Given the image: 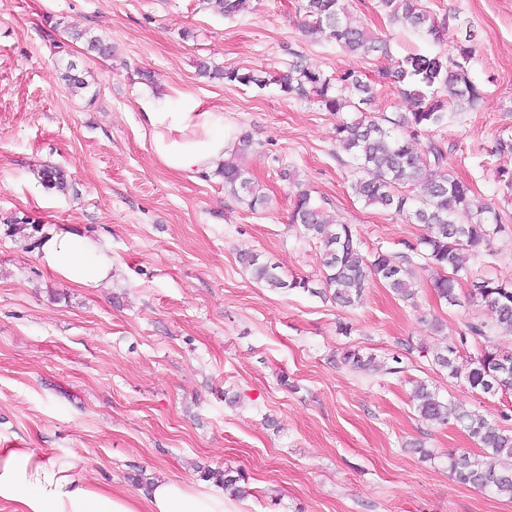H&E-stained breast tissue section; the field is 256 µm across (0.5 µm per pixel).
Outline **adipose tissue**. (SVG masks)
<instances>
[{"mask_svg": "<svg viewBox=\"0 0 512 512\" xmlns=\"http://www.w3.org/2000/svg\"><path fill=\"white\" fill-rule=\"evenodd\" d=\"M151 149L167 169L189 176L215 169L230 144L224 115L200 110L191 96L182 109L162 112L151 92L136 101ZM40 261L61 280L97 288L112 280V254L100 240L67 231L43 237ZM83 458L56 461L18 445L0 448V504L12 512H232L236 501L222 491H201L183 480L149 477L136 492L86 482Z\"/></svg>", "mask_w": 512, "mask_h": 512, "instance_id": "obj_1", "label": "adipose tissue"}]
</instances>
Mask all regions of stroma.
Listing matches in <instances>:
<instances>
[{
    "mask_svg": "<svg viewBox=\"0 0 512 512\" xmlns=\"http://www.w3.org/2000/svg\"><path fill=\"white\" fill-rule=\"evenodd\" d=\"M422 4L448 27L471 22L486 88L476 111L448 98V125L432 137L448 147L449 173L512 214L499 178L512 154L491 152L496 139L512 138V0ZM346 6L352 24L389 38L390 56L361 58L307 36L301 0H251L234 18L200 0H0V446L82 456L88 482L115 488L149 473L198 486L197 466L238 468L250 490L241 512H512V499L450 477L449 451L477 446L456 422H422L412 401L423 381L512 429V391L483 394L431 362L466 323L489 321L471 282L512 280V224L464 251L470 276L457 306L435 298L418 258L414 303L377 281L350 309L265 288L238 262L249 250L285 277L320 280L319 243L288 221L301 190L354 225L363 251L402 255L425 232L352 195L349 159L336 149L339 114L274 84L247 88L198 73L203 60L271 74L299 60L333 76L372 77L410 52L452 51V40L393 24L376 0ZM74 25L110 40L113 57L69 41ZM71 60L89 73L92 94L59 83ZM142 69L153 72L164 108L187 94L223 113L225 132L252 136L239 163L266 207L251 209L220 177L190 179L159 163L135 104ZM47 164L66 170L70 192L41 186ZM285 169L293 181L282 180ZM25 216L34 229L9 233L7 219ZM52 228L104 241L111 283L75 288L41 265ZM342 323L350 335L339 333ZM348 348L380 363L399 358L404 371H356L341 360ZM416 440L430 457L407 449Z\"/></svg>",
    "mask_w": 512,
    "mask_h": 512,
    "instance_id": "1",
    "label": "stroma"
}]
</instances>
